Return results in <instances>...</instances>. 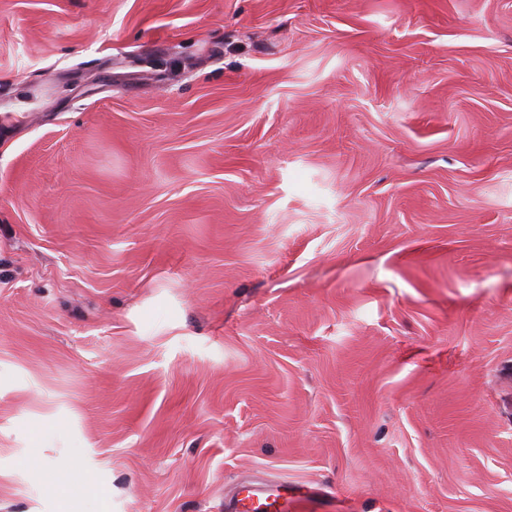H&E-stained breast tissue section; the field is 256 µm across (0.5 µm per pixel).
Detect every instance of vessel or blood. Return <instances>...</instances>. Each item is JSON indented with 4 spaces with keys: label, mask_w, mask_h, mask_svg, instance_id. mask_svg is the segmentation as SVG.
Instances as JSON below:
<instances>
[{
    "label": "vessel or blood",
    "mask_w": 512,
    "mask_h": 512,
    "mask_svg": "<svg viewBox=\"0 0 512 512\" xmlns=\"http://www.w3.org/2000/svg\"><path fill=\"white\" fill-rule=\"evenodd\" d=\"M314 496L307 489L288 490L287 486L266 481L240 486L224 503L225 512H308Z\"/></svg>",
    "instance_id": "b4317fda"
}]
</instances>
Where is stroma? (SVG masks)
<instances>
[{
  "mask_svg": "<svg viewBox=\"0 0 512 512\" xmlns=\"http://www.w3.org/2000/svg\"><path fill=\"white\" fill-rule=\"evenodd\" d=\"M251 479L512 512V0H0V512Z\"/></svg>",
  "mask_w": 512,
  "mask_h": 512,
  "instance_id": "stroma-1",
  "label": "stroma"
}]
</instances>
